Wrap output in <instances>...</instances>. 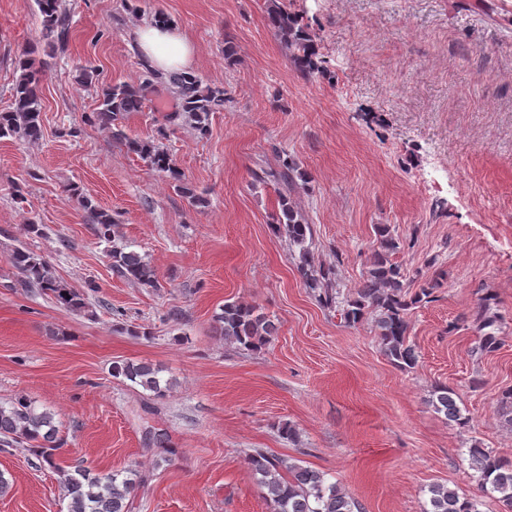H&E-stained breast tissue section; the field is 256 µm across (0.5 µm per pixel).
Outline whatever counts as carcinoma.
I'll use <instances>...</instances> for the list:
<instances>
[{"mask_svg":"<svg viewBox=\"0 0 512 512\" xmlns=\"http://www.w3.org/2000/svg\"><path fill=\"white\" fill-rule=\"evenodd\" d=\"M41 16V37L47 46L64 48L69 42L71 17L63 0H35ZM268 20L278 40L288 49L296 68L311 73L316 68L314 39L307 29L282 9L276 0H270ZM38 46L23 50L17 60L20 71L12 90V111L0 114V138L19 136L30 143L42 139V90L39 70L34 55ZM79 83L96 89L98 106L88 120L109 130L112 139L123 144L127 151L138 155L159 176L173 184L188 202H201L184 181V175L173 163L169 153L152 140L132 138L125 132L122 120L131 112H142L151 96L162 89L176 100L175 109L166 115V123L177 125L183 121L200 136L207 134L213 113L224 111V86L206 84L194 71L161 72L145 68L135 81H120L109 85L96 84V70L91 66L80 68ZM273 177L281 185L280 214L275 228L288 237V246L298 250L300 271L309 288L319 291V300L341 312L348 324H358L374 316L377 336L385 356L392 364L407 371L418 362V351L409 340V314L412 307L431 298L439 286V274L419 272L408 276L391 255L405 247L406 241L394 238L384 225L376 227L378 249L369 258L366 270L353 292L343 293L335 285L332 267L315 266L312 254L313 230L303 222L291 200V195L306 182L300 162L294 156L281 152L279 170ZM79 205L87 210L98 239L108 241L115 236L117 224L109 211L99 209L91 199L77 195ZM112 269L131 283L150 288L160 287L154 267L142 256L123 246H114L110 252ZM7 262L21 274L20 286L32 288L51 297L60 307L79 312L86 307L84 294L72 290L56 278L49 263L25 246L13 248ZM492 298L486 296L473 310L474 321L488 329L471 349V356L482 357L496 351L499 337L489 331L495 326L496 316L491 312ZM216 332L230 344L245 349H259L269 344L278 334V326L271 316L244 301L224 303L221 313L215 315ZM114 376L150 391L160 398L173 387V381L159 376L160 369L148 362L123 361L112 367ZM429 405L442 413L449 424L459 428L470 426L469 416L463 414L456 402V392L446 385L433 387ZM62 438L54 423L53 414L39 411L24 395L14 398L9 405H0V451L29 447L49 468L60 474V483L69 498L67 512H129V500L136 489L147 481V476L130 470L126 473H94L88 469L69 472L60 466L56 451ZM148 447L160 449V459L172 461L177 454L165 434L145 437ZM469 468L479 491L495 499L502 512H512V462L502 459L494 451L473 443L467 448ZM247 464L257 485L263 491L268 512H363L361 504L351 498L337 482H330L319 470L305 467L293 458H281L257 450L248 455ZM429 508L425 512H482V500L467 497L457 489L442 484L429 487Z\"/></svg>","mask_w":512,"mask_h":512,"instance_id":"carcinoma-1","label":"carcinoma"}]
</instances>
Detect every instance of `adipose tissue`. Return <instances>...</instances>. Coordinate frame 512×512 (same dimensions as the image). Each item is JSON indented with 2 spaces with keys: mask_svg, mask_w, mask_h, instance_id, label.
Masks as SVG:
<instances>
[{
  "mask_svg": "<svg viewBox=\"0 0 512 512\" xmlns=\"http://www.w3.org/2000/svg\"><path fill=\"white\" fill-rule=\"evenodd\" d=\"M135 46L141 58L153 69L181 70L191 64L192 46L172 25H142L136 34Z\"/></svg>",
  "mask_w": 512,
  "mask_h": 512,
  "instance_id": "adipose-tissue-1",
  "label": "adipose tissue"
}]
</instances>
